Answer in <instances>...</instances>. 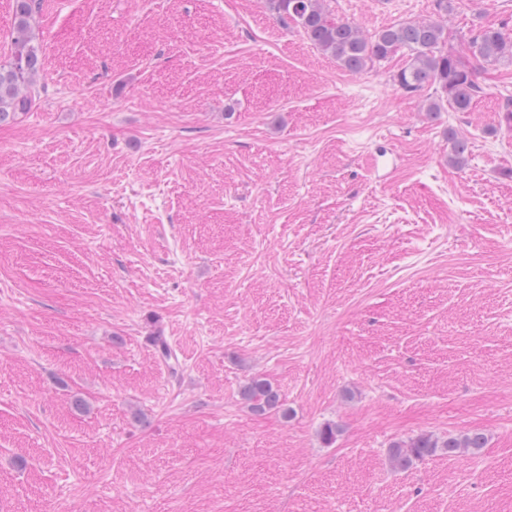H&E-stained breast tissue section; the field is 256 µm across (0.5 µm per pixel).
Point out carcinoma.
<instances>
[{"instance_id":"cac0c4a2","label":"carcinoma","mask_w":512,"mask_h":512,"mask_svg":"<svg viewBox=\"0 0 512 512\" xmlns=\"http://www.w3.org/2000/svg\"><path fill=\"white\" fill-rule=\"evenodd\" d=\"M15 24L11 54L0 61V124L15 120L35 105L44 88L37 85L41 67L40 48L35 34V16L41 0H14ZM328 0H270L277 19L299 27L325 55L351 73L364 72L399 54L405 64L395 75L398 86L413 92L434 87L446 95L457 112L471 109L479 85L475 80L482 63L512 60V32L502 27H487L468 43L467 51L448 50L446 29L437 19L398 23L366 36L352 22L333 17ZM240 396L256 413L283 408L280 394L263 378H252ZM484 447V436L475 432L460 437L439 438L421 434L393 442L388 460L397 470H406L416 460L445 452L453 456L463 450Z\"/></svg>"}]
</instances>
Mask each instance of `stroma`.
I'll use <instances>...</instances> for the list:
<instances>
[{"label": "stroma", "instance_id": "stroma-1", "mask_svg": "<svg viewBox=\"0 0 512 512\" xmlns=\"http://www.w3.org/2000/svg\"><path fill=\"white\" fill-rule=\"evenodd\" d=\"M36 34L45 91L0 125V512H512V62L432 119L401 58L347 72L265 0H56ZM429 432L486 444L390 466ZM240 396L253 412L263 413L272 409L284 411L278 390L263 378L250 379L241 387Z\"/></svg>", "mask_w": 512, "mask_h": 512}]
</instances>
